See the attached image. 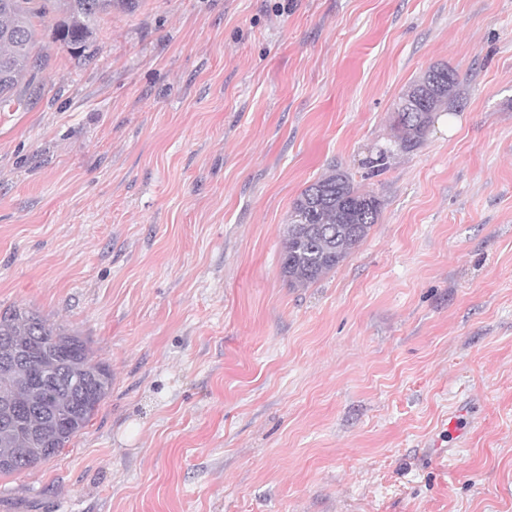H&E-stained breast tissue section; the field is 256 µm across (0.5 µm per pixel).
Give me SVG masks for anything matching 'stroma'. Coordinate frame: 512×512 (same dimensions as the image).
<instances>
[{"label":"stroma","mask_w":512,"mask_h":512,"mask_svg":"<svg viewBox=\"0 0 512 512\" xmlns=\"http://www.w3.org/2000/svg\"><path fill=\"white\" fill-rule=\"evenodd\" d=\"M53 24L0 112V310L112 388L0 512H512V0H134L87 57ZM436 64L459 95L400 150ZM335 168L379 220L289 287L292 203ZM458 79L447 66H432L407 86L393 111V136L400 148L417 147L426 137L434 114L448 108ZM409 102L408 106H404Z\"/></svg>","instance_id":"obj_1"}]
</instances>
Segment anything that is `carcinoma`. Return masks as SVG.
I'll return each mask as SVG.
<instances>
[{
  "label": "carcinoma",
  "mask_w": 512,
  "mask_h": 512,
  "mask_svg": "<svg viewBox=\"0 0 512 512\" xmlns=\"http://www.w3.org/2000/svg\"><path fill=\"white\" fill-rule=\"evenodd\" d=\"M133 0H0V112H18L38 83L40 46L31 19L51 13L54 38L86 52L102 15ZM458 79L432 66L407 86L393 111L400 148L417 147L434 114L448 108ZM380 201L332 170L293 202L282 233L281 269L293 288L307 287L338 266L377 223ZM29 349L30 358L0 365V406L27 411L0 418V475L31 469L54 456L91 421L112 387V372L84 341L38 312L14 306L0 312V353Z\"/></svg>",
  "instance_id": "obj_1"
}]
</instances>
